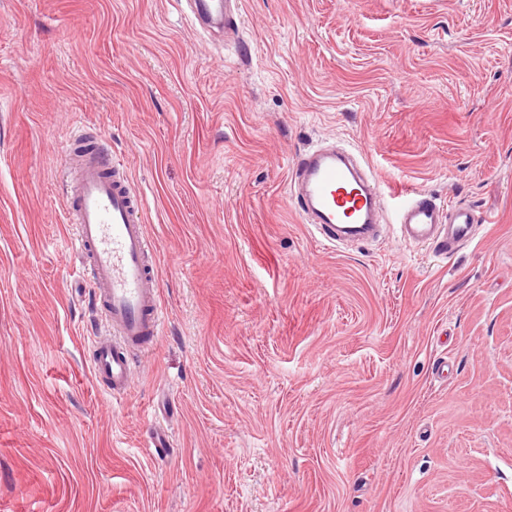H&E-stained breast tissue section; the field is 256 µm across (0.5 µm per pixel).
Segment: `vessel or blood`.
I'll use <instances>...</instances> for the list:
<instances>
[{"label": "vessel or blood", "mask_w": 512, "mask_h": 512, "mask_svg": "<svg viewBox=\"0 0 512 512\" xmlns=\"http://www.w3.org/2000/svg\"><path fill=\"white\" fill-rule=\"evenodd\" d=\"M237 0H189L203 29L238 30ZM65 155L63 182L73 254L91 284V299L112 335L97 341L92 369L113 398L132 383L135 352L149 351L164 318L154 274V245L144 222L145 199L124 164L87 133L76 132ZM289 196L302 219L330 245L365 244L380 233V186L360 171L352 152L320 146L300 154ZM401 238L445 255L472 241L478 218L467 206L442 207L422 192L396 193Z\"/></svg>", "instance_id": "vessel-or-blood-1"}]
</instances>
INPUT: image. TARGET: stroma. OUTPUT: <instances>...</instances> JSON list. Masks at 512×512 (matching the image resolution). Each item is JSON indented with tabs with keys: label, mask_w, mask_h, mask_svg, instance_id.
Instances as JSON below:
<instances>
[{
	"label": "stroma",
	"mask_w": 512,
	"mask_h": 512,
	"mask_svg": "<svg viewBox=\"0 0 512 512\" xmlns=\"http://www.w3.org/2000/svg\"><path fill=\"white\" fill-rule=\"evenodd\" d=\"M239 2L228 44L177 0H0V512H512V0ZM79 126L156 242L119 403L66 220ZM326 139L476 239L441 257L390 215L325 246L287 191Z\"/></svg>",
	"instance_id": "1"
}]
</instances>
